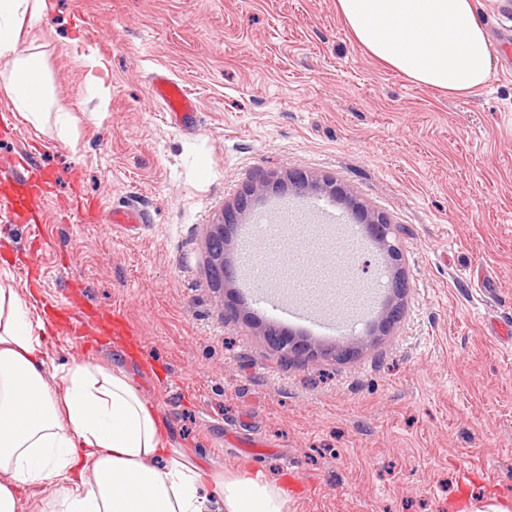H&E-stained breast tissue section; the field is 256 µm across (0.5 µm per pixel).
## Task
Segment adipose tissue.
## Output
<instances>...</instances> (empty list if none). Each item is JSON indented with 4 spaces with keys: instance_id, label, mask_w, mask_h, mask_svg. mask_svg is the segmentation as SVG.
<instances>
[{
    "instance_id": "obj_1",
    "label": "adipose tissue",
    "mask_w": 512,
    "mask_h": 512,
    "mask_svg": "<svg viewBox=\"0 0 512 512\" xmlns=\"http://www.w3.org/2000/svg\"><path fill=\"white\" fill-rule=\"evenodd\" d=\"M357 42L420 85L460 96L493 67L473 0H336ZM47 0H0V55L49 11ZM15 111L40 126L50 105L46 68L14 58ZM48 336L18 291L0 287V512H24L27 487L53 486L40 512H288L263 471L204 469L174 448L168 427L122 371L72 362L47 380Z\"/></svg>"
}]
</instances>
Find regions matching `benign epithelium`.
I'll return each mask as SVG.
<instances>
[{
	"label": "benign epithelium",
	"mask_w": 512,
	"mask_h": 512,
	"mask_svg": "<svg viewBox=\"0 0 512 512\" xmlns=\"http://www.w3.org/2000/svg\"><path fill=\"white\" fill-rule=\"evenodd\" d=\"M287 180L288 185L295 188L298 193L322 191L332 195H343L341 187L331 180H310L306 175L296 173L288 175ZM282 185L283 182L281 181L272 182L267 178H262L234 204L224 207V217L220 223L213 225V230L207 241L208 263L214 271V278L210 282L211 287L222 290L234 278V269L228 264L225 257L229 246V238L225 234V229L242 223L249 208V197L256 194L260 195L269 189H277ZM346 200L355 209L356 222L363 225L367 236L388 261L390 269L389 298L382 312L381 324L384 328H390L399 322L402 316L403 299L407 288L400 245L394 234L392 224L385 216L369 211L349 196L346 197ZM263 336L287 360L304 355L313 356L319 352L324 355L331 354L337 358H347L355 350V347L350 344H338L330 349L318 351L312 348L310 344L291 337L290 333L271 324L264 327Z\"/></svg>",
	"instance_id": "1"
}]
</instances>
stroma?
<instances>
[{
    "instance_id": "obj_1",
    "label": "stroma",
    "mask_w": 512,
    "mask_h": 512,
    "mask_svg": "<svg viewBox=\"0 0 512 512\" xmlns=\"http://www.w3.org/2000/svg\"><path fill=\"white\" fill-rule=\"evenodd\" d=\"M43 29L17 53L41 54L55 113L34 127L12 109L0 57V165L36 142L53 182L41 230L0 217V285L40 317L46 297L88 311L122 307L138 341L60 334L49 375L87 360L122 370L166 422L177 448L233 474L292 467L288 512H488L512 508V56L494 52L486 85L461 97L414 84L362 48L336 0H49ZM97 53L88 73L78 57ZM166 72L199 103L194 134L152 93ZM329 179L384 214L404 254V315L377 335L368 316L310 332L325 348L367 344L351 360H284L261 333L271 308L242 281L211 288L207 239L226 205L263 176ZM95 204L84 221L76 201ZM291 280L332 267L336 247L298 263L316 227L285 222ZM132 203L127 231L110 210Z\"/></svg>"
}]
</instances>
